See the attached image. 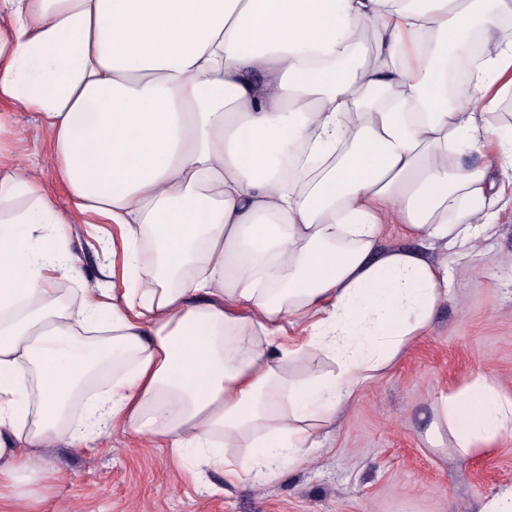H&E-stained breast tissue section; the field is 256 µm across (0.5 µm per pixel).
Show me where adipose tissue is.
<instances>
[{"mask_svg": "<svg viewBox=\"0 0 512 512\" xmlns=\"http://www.w3.org/2000/svg\"><path fill=\"white\" fill-rule=\"evenodd\" d=\"M507 15L512 0H0V99L42 117L76 212L121 240L102 282L57 304L69 229L31 170L0 163V506L57 480L40 449L115 433L193 474L306 463L315 426L447 300L428 251L495 226ZM473 28L475 94L452 102ZM481 143L483 164L460 167ZM387 224L418 248H380ZM312 351L334 370L291 375ZM508 431L512 396L479 377L440 396L426 439L466 454Z\"/></svg>", "mask_w": 512, "mask_h": 512, "instance_id": "ef3b65f1", "label": "adipose tissue"}]
</instances>
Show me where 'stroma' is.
Instances as JSON below:
<instances>
[{
  "label": "stroma",
  "instance_id": "obj_1",
  "mask_svg": "<svg viewBox=\"0 0 512 512\" xmlns=\"http://www.w3.org/2000/svg\"><path fill=\"white\" fill-rule=\"evenodd\" d=\"M0 114L15 131L11 158L35 169L56 212L70 219L82 283L96 285L102 249L73 213L38 114L8 101ZM497 181L508 202L478 250L462 259L431 252L448 261V299L428 331L359 386L356 400L320 430L312 461L281 466L256 485L213 469L189 478L168 449L137 434L82 450L60 444L40 454L61 476L26 512H479L512 485V435L464 457L448 442L430 447L425 432L440 395L476 376L512 395V171ZM79 284L59 281V300L76 302Z\"/></svg>",
  "mask_w": 512,
  "mask_h": 512
}]
</instances>
